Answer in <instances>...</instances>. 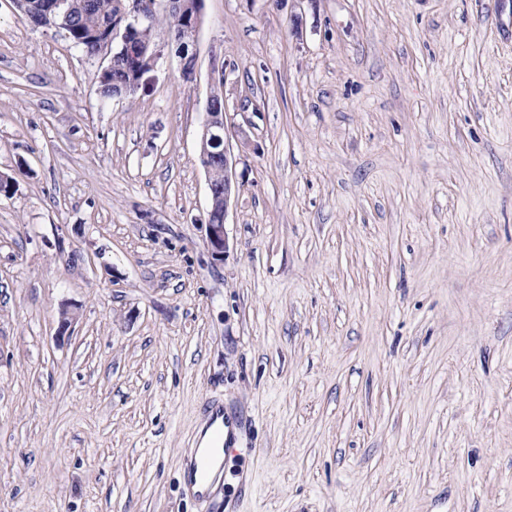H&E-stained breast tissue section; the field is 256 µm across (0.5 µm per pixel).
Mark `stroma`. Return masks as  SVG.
I'll return each instance as SVG.
<instances>
[{
  "instance_id": "stroma-1",
  "label": "stroma",
  "mask_w": 512,
  "mask_h": 512,
  "mask_svg": "<svg viewBox=\"0 0 512 512\" xmlns=\"http://www.w3.org/2000/svg\"><path fill=\"white\" fill-rule=\"evenodd\" d=\"M193 50L104 100L0 0V512H209L208 396L224 512H512V0H204ZM239 112H229L226 97L222 104L209 95L203 113L200 133L199 160L201 167L207 175L209 203L206 212L205 243L211 258L216 262H223L229 249V240L226 224L232 198L238 193L239 185L236 180V166L239 163L231 144V137L236 128L235 118ZM221 145L220 152H212L209 146ZM221 154L224 158V190L217 193L212 184L211 165L209 155ZM214 213L223 215L220 224H213L211 217ZM206 426L197 442L198 448H194L188 455H184L181 461L183 476L188 488L196 489L194 494L203 499H211L214 492L211 488L224 470V408L208 404ZM209 431V440L205 448H200L201 443ZM210 512H222L224 502L212 498Z\"/></svg>"
}]
</instances>
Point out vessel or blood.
I'll list each match as a JSON object with an SVG mask.
<instances>
[{"label":"vessel or blood","mask_w":512,"mask_h":512,"mask_svg":"<svg viewBox=\"0 0 512 512\" xmlns=\"http://www.w3.org/2000/svg\"><path fill=\"white\" fill-rule=\"evenodd\" d=\"M205 429L209 433L206 447L195 448L183 456L181 468L188 488L194 489L198 497L210 501V512H223V502L212 497V487L224 470L223 407H208Z\"/></svg>","instance_id":"obj_1"}]
</instances>
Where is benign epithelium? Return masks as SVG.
I'll list each match as a JSON object with an SVG mask.
<instances>
[{
    "label": "benign epithelium",
    "mask_w": 512,
    "mask_h": 512,
    "mask_svg": "<svg viewBox=\"0 0 512 512\" xmlns=\"http://www.w3.org/2000/svg\"><path fill=\"white\" fill-rule=\"evenodd\" d=\"M117 26L112 35L99 40L95 54L106 52L110 60L122 56L136 67L137 79L120 81L114 96H130L146 87L148 74L154 71L164 57L167 44L151 40L149 23L159 12L180 10L191 17L182 37L193 44L203 23V0H114ZM237 113L229 112L227 102L208 98L203 113L200 133L199 160L209 180V203L205 219V243L211 258L224 261L229 249L226 224L232 198L238 193L236 166L239 163L231 144L236 128ZM222 146L224 158V190L218 193L212 184L211 146Z\"/></svg>",
    "instance_id": "1"
}]
</instances>
